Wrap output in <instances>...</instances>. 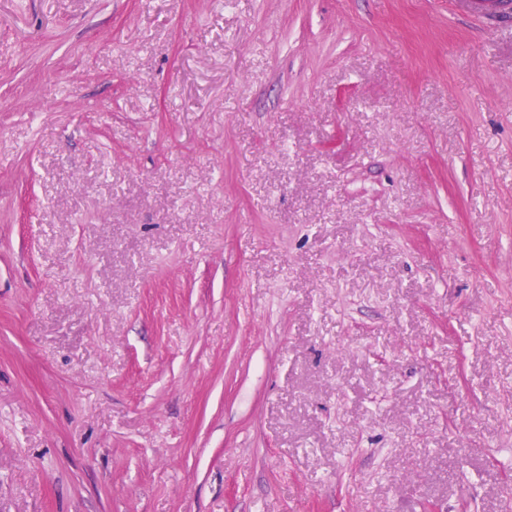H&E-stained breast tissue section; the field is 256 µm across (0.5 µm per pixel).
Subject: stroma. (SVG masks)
<instances>
[{
	"label": "stroma",
	"instance_id": "35a3bbf8",
	"mask_svg": "<svg viewBox=\"0 0 512 512\" xmlns=\"http://www.w3.org/2000/svg\"><path fill=\"white\" fill-rule=\"evenodd\" d=\"M512 512V21L0 0V512Z\"/></svg>",
	"mask_w": 512,
	"mask_h": 512
}]
</instances>
